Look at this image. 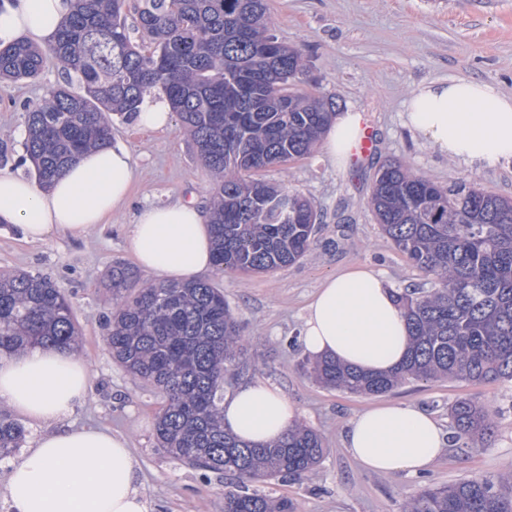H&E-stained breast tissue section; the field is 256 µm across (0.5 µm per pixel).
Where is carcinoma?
Segmentation results:
<instances>
[{
    "label": "carcinoma",
    "mask_w": 512,
    "mask_h": 512,
    "mask_svg": "<svg viewBox=\"0 0 512 512\" xmlns=\"http://www.w3.org/2000/svg\"><path fill=\"white\" fill-rule=\"evenodd\" d=\"M126 0H73L44 52L20 40L0 47V78L36 80L45 53L64 83L25 106V159L48 186L78 155L112 143V113L139 111L158 89L187 129L204 166L218 178L210 207L214 265L258 274L292 265L311 249L318 214L310 201L252 173L308 155L335 115L296 89L306 65L287 47L266 57V0H136L145 53L125 24ZM372 212L392 245L434 280L429 290L396 293L411 344L389 373H365L332 357L312 373L352 394H384L406 380L440 377L512 380V200L464 181L440 186L398 160L373 182ZM112 311L104 316L113 357L163 394L158 445L204 472L230 474L224 512H295L292 501L249 491L258 479L288 480L316 466L321 436L297 426L270 446L224 431V382L243 353L242 328L224 293L202 279L139 283L116 264L107 274ZM79 327L65 294L39 274L0 275V353L72 351ZM454 440L494 434L491 412L471 398L449 408ZM26 428L0 407V459L16 453ZM403 512H512V477L428 485Z\"/></svg>",
    "instance_id": "cac0c4a2"
}]
</instances>
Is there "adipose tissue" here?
I'll use <instances>...</instances> for the list:
<instances>
[{
    "label": "adipose tissue",
    "instance_id": "adipose-tissue-1",
    "mask_svg": "<svg viewBox=\"0 0 512 512\" xmlns=\"http://www.w3.org/2000/svg\"><path fill=\"white\" fill-rule=\"evenodd\" d=\"M69 9L70 0H0V44L51 39ZM404 107L410 130L445 157L480 167L512 160V96L490 84L424 83ZM363 132L360 112L336 114L321 138L324 155L346 167ZM136 176L133 157L121 145L83 153L46 187L0 171V220L28 242L63 232L84 236L124 205ZM127 246L143 270L162 278L190 280L213 266L205 214L192 200L142 208ZM301 342L311 355L380 373L402 363L410 337L392 287L380 272L361 266L326 278L316 290ZM91 391L90 369L72 353L35 348L0 356V406L53 427L11 463L5 487L10 512H148L128 440L65 424ZM297 421L287 396L264 381L224 399L225 430L253 445L278 441ZM345 445L366 470L414 476L445 453L448 441L429 412L392 403L358 413Z\"/></svg>",
    "mask_w": 512,
    "mask_h": 512
}]
</instances>
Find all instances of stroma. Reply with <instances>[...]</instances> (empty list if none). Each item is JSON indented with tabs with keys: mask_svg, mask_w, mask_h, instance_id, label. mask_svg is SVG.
Here are the masks:
<instances>
[{
	"mask_svg": "<svg viewBox=\"0 0 512 512\" xmlns=\"http://www.w3.org/2000/svg\"><path fill=\"white\" fill-rule=\"evenodd\" d=\"M267 5L272 32L303 56V90L333 104L335 111L361 112L374 134V148L344 170L331 166L318 149L288 165L258 171V178L298 192L316 206L322 222L310 252L271 273L212 269L204 275L223 289L245 328L246 360L225 393L255 380L276 385L297 408L300 422L317 431L327 448L320 465L302 479L259 481L256 489L292 500L296 512H402L426 484L512 474V381L409 380L380 395L351 394L323 386L303 369L307 356L299 340L310 296L345 268L372 267L396 289L432 286L393 247L368 206L374 176L386 160H399L441 185L473 180L512 200V163L477 168L447 160L404 124V102L423 82L470 78L512 94V0H267ZM61 80V66L50 56L39 79L0 81V147L7 154L0 170H16L24 154V103L41 101ZM112 138L130 149L138 169L126 204L83 237L59 234L29 243L0 224V272L38 274L68 294L81 330L77 354L93 377L90 398L70 421L127 438L150 512H224V492L233 477L202 474L157 447L154 423L162 396L115 362L101 326L112 306L105 275L118 263L134 266L126 239L141 208L178 199L208 205L212 177L179 119H172L166 131L151 132L116 115ZM462 397L496 409L493 437L466 448L451 446L421 475L367 471L344 446L349 422L370 405L414 404L448 431L453 427L448 409Z\"/></svg>",
	"mask_w": 512,
	"mask_h": 512,
	"instance_id": "1",
	"label": "stroma"
}]
</instances>
